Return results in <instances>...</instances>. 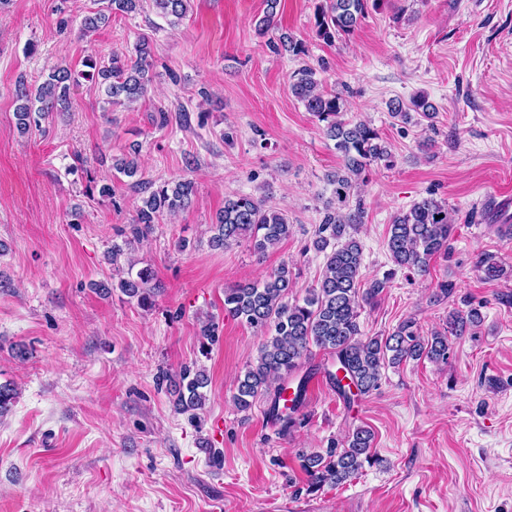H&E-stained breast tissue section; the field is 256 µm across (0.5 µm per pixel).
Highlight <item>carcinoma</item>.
<instances>
[{"instance_id": "carcinoma-1", "label": "carcinoma", "mask_w": 512, "mask_h": 512, "mask_svg": "<svg viewBox=\"0 0 512 512\" xmlns=\"http://www.w3.org/2000/svg\"><path fill=\"white\" fill-rule=\"evenodd\" d=\"M379 0H323L314 12L313 26L317 37L327 45L355 32L368 10V2ZM157 13L179 21L188 11L190 0H151ZM266 11L257 20L258 34H266L274 26L280 0H265ZM296 58L307 56L305 45L291 34L283 32L274 45ZM135 54L122 56L115 52L109 64L94 55L83 62L81 75L94 81L113 103L133 104L144 98L154 82L151 68V48L146 40L134 47ZM72 69L56 64L47 78L38 85L20 77L15 87L17 128L27 131L51 112H64L70 103ZM290 88L306 110L324 123L326 136L335 141L341 154L342 166L327 176L333 186L332 196L324 203L323 216L315 230L313 247L325 254L321 278L307 290L302 300H289L293 287L292 271L283 264L265 279L239 284L224 290V312L265 334L256 362L240 373L236 381L234 402L240 411H247L259 396L271 398L270 411L288 427L296 424L306 382H301L292 404H280L285 391L284 381L303 365L310 346L314 345L335 357V373H328L336 393L344 400L366 395L374 390L382 370L396 367L409 359L426 358L446 363L450 354L448 337L459 338L479 326L480 307L462 301L463 308L448 312L441 331L425 339L419 335L416 323L405 320L387 337L366 336L359 324L360 311L384 291L388 279L374 280L367 288L359 287L363 267V245L359 229L366 214L365 199L360 187L368 181L367 172L379 162L392 165L390 147L379 132L365 121L342 119L346 100L339 93L319 88L316 69L303 63L291 76ZM391 117L407 123L415 112L426 120L436 117V107L423 94L405 105L398 100L389 103ZM138 150L118 158L113 168L136 178L134 186L142 194V205L129 227V235L138 239L156 223L163 213L188 207L195 194L194 183L177 178L160 185L142 178ZM455 224V212L448 203L433 196L414 202L406 211L393 217L387 239V251L395 266L420 275L429 272L436 257H448ZM209 243L215 249L228 248L241 239L248 240L254 252L265 253L292 233L288 215L264 201L249 195L224 200V210L212 225ZM484 279L494 281L506 275V268L486 256L476 265ZM152 271L142 268L136 275L118 282L121 292L137 301L141 307L153 303ZM158 386H166L176 396L181 413L197 419L196 411L205 405L204 389L209 378L206 372L186 365L172 374L162 370L156 376ZM14 385L0 383V415L7 413L16 401ZM373 434L357 427L348 434L344 447L334 446L325 453L301 454L300 467L310 478V488L338 486L356 477L363 464L373 457Z\"/></svg>"}]
</instances>
